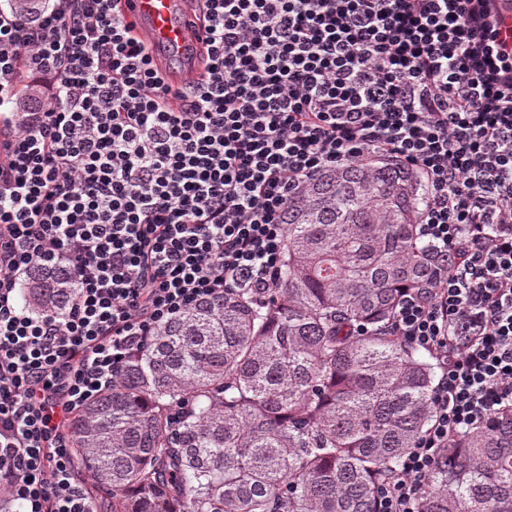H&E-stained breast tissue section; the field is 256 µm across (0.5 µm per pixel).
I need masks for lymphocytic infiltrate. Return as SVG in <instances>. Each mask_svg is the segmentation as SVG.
I'll list each match as a JSON object with an SVG mask.
<instances>
[{
  "label": "lymphocytic infiltrate",
  "mask_w": 512,
  "mask_h": 512,
  "mask_svg": "<svg viewBox=\"0 0 512 512\" xmlns=\"http://www.w3.org/2000/svg\"><path fill=\"white\" fill-rule=\"evenodd\" d=\"M114 2L0 10V500L97 512L80 410L159 324L274 287L290 198L373 158L419 176V233L448 261L394 323L440 376L374 509L419 512L449 440L512 404V0H196L204 73L177 87ZM27 80L48 103L19 122ZM40 264L77 284L64 315L17 303Z\"/></svg>",
  "instance_id": "1"
}]
</instances>
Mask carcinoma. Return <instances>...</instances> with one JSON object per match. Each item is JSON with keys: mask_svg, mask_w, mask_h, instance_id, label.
<instances>
[{"mask_svg": "<svg viewBox=\"0 0 512 512\" xmlns=\"http://www.w3.org/2000/svg\"><path fill=\"white\" fill-rule=\"evenodd\" d=\"M33 19L46 0H12ZM41 91L27 86L14 111ZM424 189L391 163H349L288 203L279 277L158 326L70 450L112 512H374L432 420L434 358L395 336L405 288L446 274L418 234ZM72 278L36 266L19 300L65 314ZM420 512H512V405L448 442Z\"/></svg>", "mask_w": 512, "mask_h": 512, "instance_id": "cac0c4a2", "label": "carcinoma"}]
</instances>
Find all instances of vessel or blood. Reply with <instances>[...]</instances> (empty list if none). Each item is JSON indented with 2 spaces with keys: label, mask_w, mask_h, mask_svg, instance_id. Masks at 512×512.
<instances>
[{
  "label": "vessel or blood",
  "mask_w": 512,
  "mask_h": 512,
  "mask_svg": "<svg viewBox=\"0 0 512 512\" xmlns=\"http://www.w3.org/2000/svg\"><path fill=\"white\" fill-rule=\"evenodd\" d=\"M117 8L156 59L188 60L205 37L198 15L184 11L180 0H118Z\"/></svg>",
  "instance_id": "1"
}]
</instances>
